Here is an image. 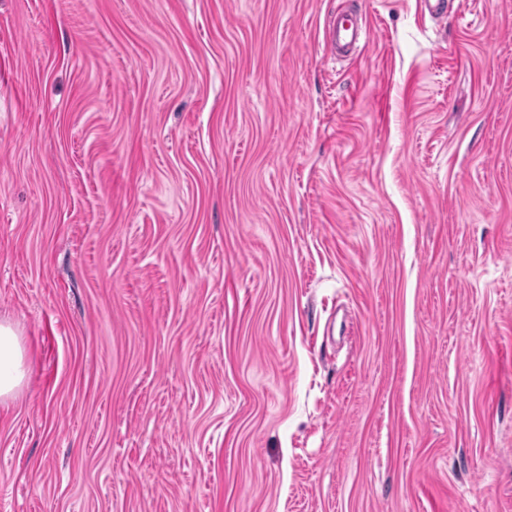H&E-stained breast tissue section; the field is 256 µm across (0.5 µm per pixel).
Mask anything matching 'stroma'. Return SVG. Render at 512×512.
<instances>
[{
    "label": "stroma",
    "mask_w": 512,
    "mask_h": 512,
    "mask_svg": "<svg viewBox=\"0 0 512 512\" xmlns=\"http://www.w3.org/2000/svg\"><path fill=\"white\" fill-rule=\"evenodd\" d=\"M0 322V512H512V0H0ZM359 39V29L346 13H336L325 23L323 41L330 59L353 50ZM23 349L15 329L0 324V399L13 395L24 379Z\"/></svg>",
    "instance_id": "1"
}]
</instances>
